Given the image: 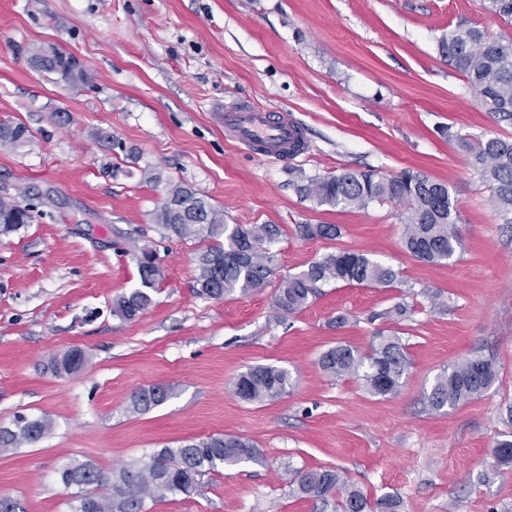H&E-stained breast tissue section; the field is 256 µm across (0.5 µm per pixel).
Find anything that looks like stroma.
<instances>
[{"instance_id":"stroma-1","label":"stroma","mask_w":512,"mask_h":512,"mask_svg":"<svg viewBox=\"0 0 512 512\" xmlns=\"http://www.w3.org/2000/svg\"><path fill=\"white\" fill-rule=\"evenodd\" d=\"M486 0H0V121L24 123L23 147L0 145V191L24 195L33 219L0 236V426L49 416L36 444L0 450V494L24 512H69L56 472L71 461L103 470L211 434L253 440L266 461L206 476L200 492L166 495L150 512H334L290 492L288 473L332 468L369 499L400 512H512V465L481 481L496 441L512 437V225L441 126L477 140L512 139L448 66L438 40L464 23L490 35L512 25ZM64 48L91 70L69 87L33 69L32 47ZM288 111L309 149L285 160L224 134L226 105ZM113 144L99 142L96 131ZM406 168L448 184L462 247L430 265L402 246L401 210L320 205L294 171L391 175ZM157 173L161 182L150 181ZM183 183L230 224H277L284 277L339 250L392 266L390 288L334 282L305 310L278 318L274 286L222 300L196 295V246L161 239L153 213L166 183ZM301 223L335 224L339 238L297 239ZM156 247L164 278L139 319L112 304L139 284L134 251ZM448 304L433 311L429 296ZM412 294L398 332L411 368L400 391L374 396L355 377L332 379L320 355L336 343L368 352L389 323L372 313ZM347 324L336 327L337 315ZM84 368L58 377L47 359L71 348ZM479 354L497 379L479 399L429 411L442 370ZM287 368L293 386L272 402L234 392L255 365ZM173 387L143 415L138 388Z\"/></svg>"}]
</instances>
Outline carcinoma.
<instances>
[{"label":"carcinoma","instance_id":"obj_1","mask_svg":"<svg viewBox=\"0 0 512 512\" xmlns=\"http://www.w3.org/2000/svg\"><path fill=\"white\" fill-rule=\"evenodd\" d=\"M487 9L506 22H512V0H487ZM438 50L448 66L460 73L467 87L484 109L500 123L512 125V35L489 37L484 31L462 24L443 35ZM72 54L54 47L50 57H38L30 50L29 61L36 68L57 75L70 87L91 82L87 68L70 63ZM29 128L22 123L0 122V144L23 146L31 140ZM459 148L470 165L493 192L499 213L512 223V141L491 135L477 141L455 134ZM299 194L320 205L365 209L374 202H391L402 208L404 249L415 259L441 264L453 258L461 247L454 230L458 221L455 199L447 184L435 182L424 173L404 169L392 175L372 170L343 169L323 177H300ZM32 221V207L16 198L0 194V235L18 231ZM162 237L195 241L197 248L196 294L207 299L229 295H247L268 283L276 274L274 245L281 236L276 224H228L224 211L195 189L171 184L153 214ZM294 235L301 240H335L341 235L335 224H296ZM140 285L119 296L112 306L113 315L127 321L141 317L153 304V292L163 279L157 251L142 248L136 256ZM398 279L390 266L371 259L365 253L336 250L307 264L305 269L283 278L273 298V307L281 318L305 309L332 282L389 288ZM414 305L407 296L391 307L375 313L370 320L386 319L395 324L408 321ZM85 364L84 352L73 348L48 359L47 367L57 376L71 375ZM323 371L334 379L354 376L363 380L376 396L397 393L411 366L405 344L396 334L379 332L377 343L367 353L347 344L328 348L319 358ZM497 379L494 362L473 356L438 374L426 395L429 410L440 412L482 397ZM235 392L241 399L263 403L282 397L292 387L290 372L279 366L257 365L236 379ZM174 397V389L155 384L135 391L129 410L144 414ZM54 422L46 416L18 415L12 426L0 427V450L34 445L52 432ZM497 465L483 474L492 483L499 476L498 466L512 463V440L504 439L491 450ZM265 462L260 448L249 438L216 434L184 441L176 448L155 450L149 460L123 465L106 473L92 463L70 462L58 471L64 489L72 487L70 512H149L147 502L165 494L190 496L200 491L205 476L221 468L243 463ZM288 486L298 495L327 505L337 512H399L401 502L394 496L370 501L349 483L340 471L320 468L289 471Z\"/></svg>","mask_w":512,"mask_h":512}]
</instances>
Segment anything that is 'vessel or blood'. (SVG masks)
<instances>
[{"label": "vessel or blood", "instance_id": "b4317fda", "mask_svg": "<svg viewBox=\"0 0 512 512\" xmlns=\"http://www.w3.org/2000/svg\"><path fill=\"white\" fill-rule=\"evenodd\" d=\"M224 133L246 148L266 146L268 154L279 158L297 154L305 142L303 127L288 113L259 109L243 103L222 115Z\"/></svg>", "mask_w": 512, "mask_h": 512}]
</instances>
